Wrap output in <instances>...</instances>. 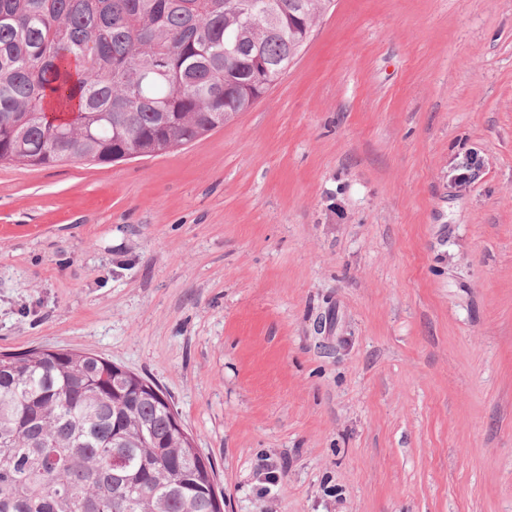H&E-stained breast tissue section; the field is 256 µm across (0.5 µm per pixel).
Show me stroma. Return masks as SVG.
Listing matches in <instances>:
<instances>
[{"label":"stroma","mask_w":512,"mask_h":512,"mask_svg":"<svg viewBox=\"0 0 512 512\" xmlns=\"http://www.w3.org/2000/svg\"><path fill=\"white\" fill-rule=\"evenodd\" d=\"M33 346L162 389L224 512H512V0H336L181 149L0 163Z\"/></svg>","instance_id":"stroma-1"}]
</instances>
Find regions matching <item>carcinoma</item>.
I'll list each match as a JSON object with an SVG mask.
<instances>
[{
	"mask_svg": "<svg viewBox=\"0 0 512 512\" xmlns=\"http://www.w3.org/2000/svg\"><path fill=\"white\" fill-rule=\"evenodd\" d=\"M323 0H0V161L152 157L248 111ZM0 512H224L167 396L97 354L0 353Z\"/></svg>",
	"mask_w": 512,
	"mask_h": 512,
	"instance_id": "cac0c4a2",
	"label": "carcinoma"
}]
</instances>
